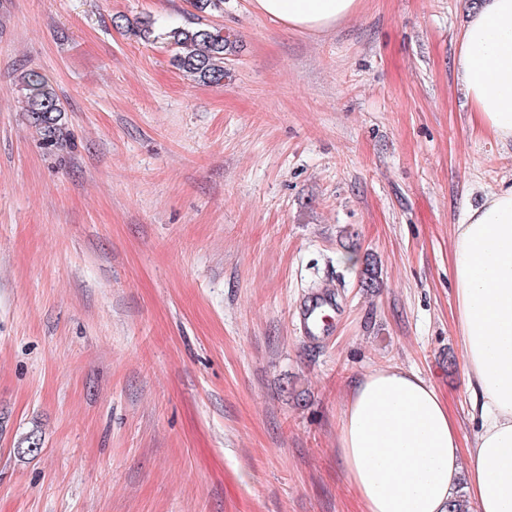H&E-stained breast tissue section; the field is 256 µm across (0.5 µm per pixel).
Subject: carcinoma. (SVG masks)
<instances>
[{"mask_svg": "<svg viewBox=\"0 0 512 512\" xmlns=\"http://www.w3.org/2000/svg\"><path fill=\"white\" fill-rule=\"evenodd\" d=\"M190 4L199 13L224 12V0H190ZM113 26L118 30L130 28L133 35L146 43L161 40L169 44L174 49L171 65L204 84L224 81V56L235 48V41L224 29L202 23L160 27L149 15L138 17L133 23L119 15L113 18ZM18 82L24 94V112L32 127L42 136L45 145H63L64 109L49 78L36 70H28L20 73Z\"/></svg>", "mask_w": 512, "mask_h": 512, "instance_id": "1", "label": "carcinoma"}]
</instances>
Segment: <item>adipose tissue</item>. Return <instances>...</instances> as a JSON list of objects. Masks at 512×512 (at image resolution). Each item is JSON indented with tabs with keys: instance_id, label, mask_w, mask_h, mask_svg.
Listing matches in <instances>:
<instances>
[{
	"instance_id": "ef3b65f1",
	"label": "adipose tissue",
	"mask_w": 512,
	"mask_h": 512,
	"mask_svg": "<svg viewBox=\"0 0 512 512\" xmlns=\"http://www.w3.org/2000/svg\"><path fill=\"white\" fill-rule=\"evenodd\" d=\"M257 12L321 32L359 0H253ZM453 70L475 124L512 143V0H478ZM454 319L478 428L465 439L418 373L373 370L352 385L337 451L362 512H450L465 486L471 512H512V184L464 210L451 253Z\"/></svg>"
}]
</instances>
